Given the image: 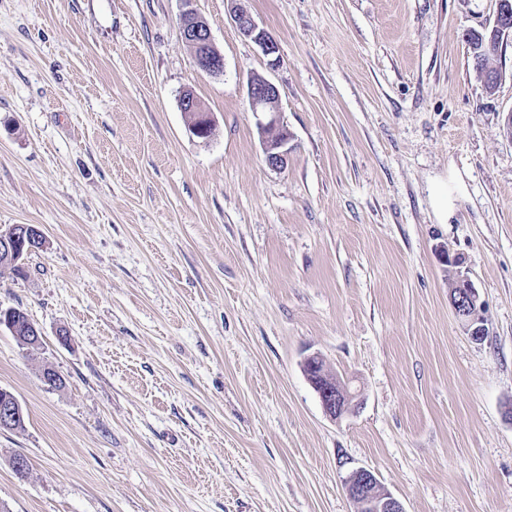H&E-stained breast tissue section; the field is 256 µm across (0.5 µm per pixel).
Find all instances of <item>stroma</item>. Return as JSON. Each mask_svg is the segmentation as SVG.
Returning a JSON list of instances; mask_svg holds the SVG:
<instances>
[{
    "mask_svg": "<svg viewBox=\"0 0 512 512\" xmlns=\"http://www.w3.org/2000/svg\"><path fill=\"white\" fill-rule=\"evenodd\" d=\"M245 5L280 62L227 0H193L214 78L183 0H0V232L45 237L0 268V309L42 333L32 351L0 327L25 412L0 429V512H354L358 468L404 512H512V40L491 94L466 42L496 0ZM256 75L280 91L281 169ZM460 271L480 342L449 303ZM311 355L357 394L340 418ZM187 5L180 16L181 36L193 54L197 69L211 77L224 74V58L216 48L210 28L196 10L190 8L192 0H183ZM232 6L234 21L239 33L245 38L256 44L264 56L270 58L269 65L276 66L279 63V47L277 42L260 27L252 14L241 5L243 0H229ZM238 2V3H237ZM279 98V89L272 81L261 75L251 78L247 89L249 112L266 113L273 116L268 123L259 124L264 160L267 166L273 169L283 168L286 165L288 154L284 149L288 141V130L276 118L279 112ZM182 112L189 118V130L198 138H209L214 130L211 113L207 112L200 100L191 91H184L179 98ZM457 279L465 285L467 290L465 293L456 294L450 291L451 305L464 331H467L470 336H481V330L484 331V318L480 294L467 276L459 274Z\"/></svg>",
    "mask_w": 512,
    "mask_h": 512,
    "instance_id": "1",
    "label": "stroma"
}]
</instances>
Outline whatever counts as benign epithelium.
I'll return each mask as SVG.
<instances>
[{
	"label": "benign epithelium",
	"instance_id": "7a95c632",
	"mask_svg": "<svg viewBox=\"0 0 512 512\" xmlns=\"http://www.w3.org/2000/svg\"><path fill=\"white\" fill-rule=\"evenodd\" d=\"M183 2L187 8L180 16L181 36L192 51L195 66L211 77L222 76L224 58L213 42L208 24L196 10L190 8L192 0ZM230 2L239 33L260 48L263 55L269 58L270 66H276L279 63L277 42L259 26L252 14L241 5V0ZM496 18L499 19L498 40L502 42L512 36V0H499ZM279 98V89L272 81L261 75L251 78L247 89L249 111L272 116L268 123L260 124V132L265 163L273 169H280L287 162L284 146L288 141V130L276 118ZM179 104L189 118L190 132L198 138H209L214 130V121L194 93L183 92ZM41 242L42 232L38 227L17 224L8 232L0 233V262L19 266L23 264L25 255L41 247ZM458 281L465 285L466 292L450 294L451 305L462 328L471 336H479L484 329L480 294L467 276L458 275ZM305 371L330 418L337 419L350 409L355 392L319 357L308 358ZM19 417L18 404L1 406L0 429L14 427ZM347 492L355 504V512H404L400 501L367 469L359 468L352 472L347 481Z\"/></svg>",
	"mask_w": 512,
	"mask_h": 512
}]
</instances>
